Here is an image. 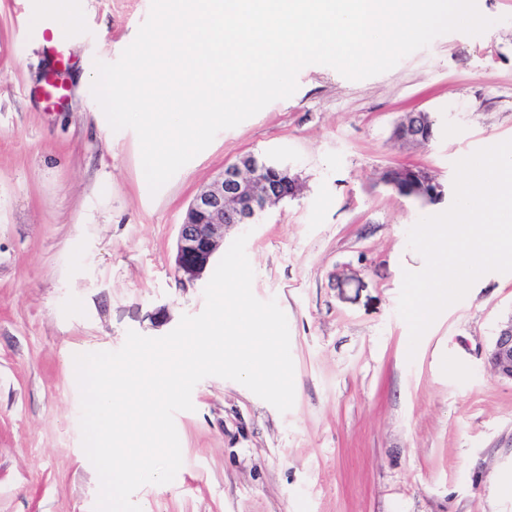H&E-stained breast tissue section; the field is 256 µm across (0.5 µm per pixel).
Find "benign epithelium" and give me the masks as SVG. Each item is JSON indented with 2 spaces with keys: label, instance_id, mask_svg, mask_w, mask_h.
Masks as SVG:
<instances>
[{
  "label": "benign epithelium",
  "instance_id": "7a95c632",
  "mask_svg": "<svg viewBox=\"0 0 512 512\" xmlns=\"http://www.w3.org/2000/svg\"><path fill=\"white\" fill-rule=\"evenodd\" d=\"M431 130V116L420 111L414 120L408 116L401 120L394 128V136L415 143ZM284 172L292 169L244 156L225 165L220 176L195 196L179 224L175 270L180 280L194 283L203 279L224 243L226 229L253 223L258 213L283 197L280 174ZM383 181L397 194L425 203H440L447 195L443 184L418 167L388 169ZM487 364L500 378L512 382V315L499 325Z\"/></svg>",
  "mask_w": 512,
  "mask_h": 512
}]
</instances>
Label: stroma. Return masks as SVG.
Instances as JSON below:
<instances>
[{
  "label": "stroma",
  "mask_w": 512,
  "mask_h": 512,
  "mask_svg": "<svg viewBox=\"0 0 512 512\" xmlns=\"http://www.w3.org/2000/svg\"><path fill=\"white\" fill-rule=\"evenodd\" d=\"M68 44L66 110L37 87L51 57L25 39L22 0H0V512H94L75 355L116 351L128 331L171 332L205 307V282L175 273L178 226L225 164L276 158L295 198L247 235L252 291L276 300L290 332L295 401L279 412L210 376L174 417L182 465L133 495L142 512H512V382L488 367L512 312V273L490 272L446 308L409 353L398 313L404 271L424 260L407 232L448 202L384 186L385 169L454 164L512 140V0H476L492 26L435 38L379 75L304 67L289 98L220 131L158 193L133 130L113 131L91 92L151 0H80ZM423 110L425 145L394 139Z\"/></svg>",
  "instance_id": "35a3bbf8"
}]
</instances>
